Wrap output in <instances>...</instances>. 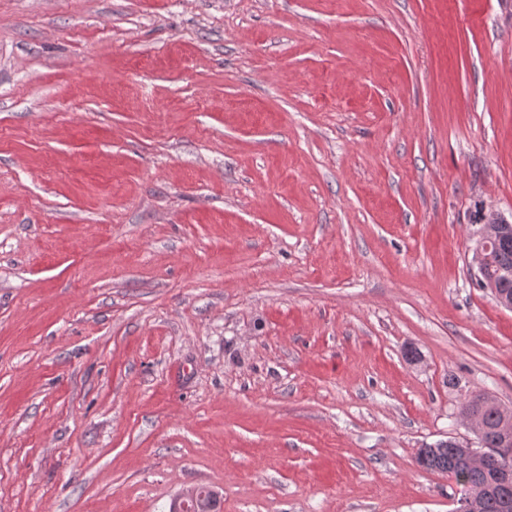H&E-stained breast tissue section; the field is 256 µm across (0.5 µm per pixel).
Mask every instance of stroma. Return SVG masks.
I'll list each match as a JSON object with an SVG mask.
<instances>
[{
    "label": "stroma",
    "mask_w": 512,
    "mask_h": 512,
    "mask_svg": "<svg viewBox=\"0 0 512 512\" xmlns=\"http://www.w3.org/2000/svg\"><path fill=\"white\" fill-rule=\"evenodd\" d=\"M489 211L512 0H0V512H455ZM216 492L210 487H188L172 499V508L178 512H203L207 509L208 496L212 497ZM174 511H171L170 505L169 512Z\"/></svg>",
    "instance_id": "1"
}]
</instances>
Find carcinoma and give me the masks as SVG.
Listing matches in <instances>:
<instances>
[{
	"instance_id": "1",
	"label": "carcinoma",
	"mask_w": 512,
	"mask_h": 512,
	"mask_svg": "<svg viewBox=\"0 0 512 512\" xmlns=\"http://www.w3.org/2000/svg\"><path fill=\"white\" fill-rule=\"evenodd\" d=\"M488 257L484 279L512 294V279L503 280L504 275L512 274V235L501 239ZM462 414L467 418L476 416L483 423L478 433L479 444L487 449L483 465L472 467L464 448L451 439L444 446L437 443L420 449L417 463L426 470L447 473L456 479L465 477L461 493L474 496L477 512H512V486H502L496 479L501 468L512 467V454L506 457L499 452L501 448L512 449V436L502 426L504 422H512V410L489 404L479 396L463 405Z\"/></svg>"
}]
</instances>
